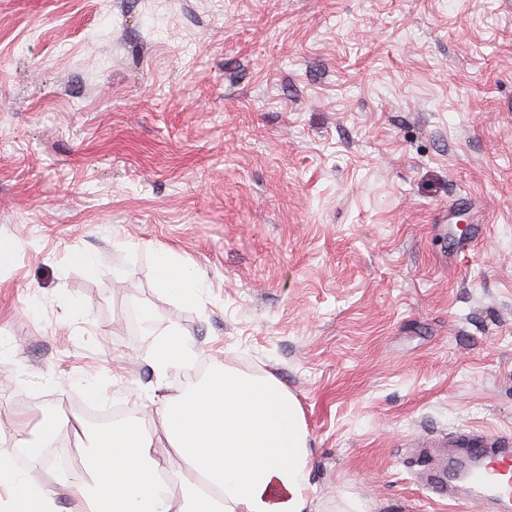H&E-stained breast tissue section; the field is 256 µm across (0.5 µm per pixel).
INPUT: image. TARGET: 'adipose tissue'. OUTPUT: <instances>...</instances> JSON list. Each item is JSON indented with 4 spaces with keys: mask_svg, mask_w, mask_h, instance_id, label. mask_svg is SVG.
<instances>
[{
    "mask_svg": "<svg viewBox=\"0 0 512 512\" xmlns=\"http://www.w3.org/2000/svg\"><path fill=\"white\" fill-rule=\"evenodd\" d=\"M154 277L162 293L188 303L204 291L191 265L167 249L157 254ZM141 321L153 338L158 378L193 364L194 347L180 329L157 328L148 309ZM158 413L159 440L137 417L93 434L82 448L86 477L79 482L65 473L45 480L47 450L68 422L42 415L19 443L25 467L0 455V512H310L308 434L296 397L275 377L218 367L162 397ZM163 442L183 463L178 477L163 473ZM63 493L72 502L67 511Z\"/></svg>",
    "mask_w": 512,
    "mask_h": 512,
    "instance_id": "obj_1",
    "label": "adipose tissue"
}]
</instances>
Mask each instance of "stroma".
Masks as SVG:
<instances>
[{"mask_svg": "<svg viewBox=\"0 0 512 512\" xmlns=\"http://www.w3.org/2000/svg\"><path fill=\"white\" fill-rule=\"evenodd\" d=\"M0 240V454L87 381L158 433L188 376L157 381L148 307L298 399L312 512H481L415 448L512 439V0H0ZM154 277L162 293L176 296L187 303L196 302L205 288L191 265L182 262L167 249L157 254Z\"/></svg>", "mask_w": 512, "mask_h": 512, "instance_id": "1", "label": "stroma"}]
</instances>
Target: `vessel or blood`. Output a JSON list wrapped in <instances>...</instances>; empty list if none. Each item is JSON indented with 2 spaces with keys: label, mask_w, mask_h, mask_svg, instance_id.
<instances>
[{
  "label": "vessel or blood",
  "mask_w": 512,
  "mask_h": 512,
  "mask_svg": "<svg viewBox=\"0 0 512 512\" xmlns=\"http://www.w3.org/2000/svg\"><path fill=\"white\" fill-rule=\"evenodd\" d=\"M448 446L443 471H434L427 454L418 456L434 496L457 503L476 501L487 512H512V441L470 431Z\"/></svg>",
  "instance_id": "vessel-or-blood-1"
}]
</instances>
